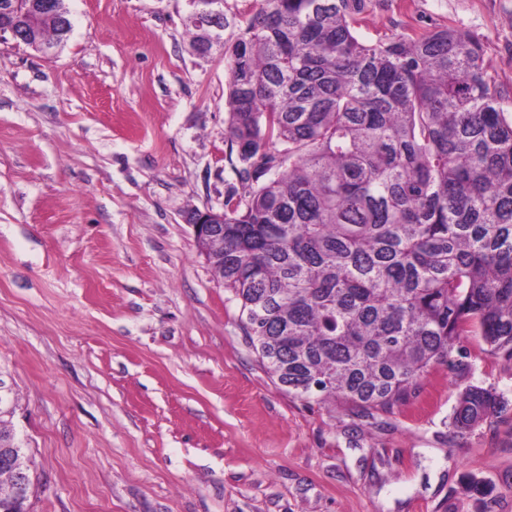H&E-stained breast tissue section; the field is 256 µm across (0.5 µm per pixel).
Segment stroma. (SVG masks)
<instances>
[{"instance_id":"obj_1","label":"stroma","mask_w":512,"mask_h":512,"mask_svg":"<svg viewBox=\"0 0 512 512\" xmlns=\"http://www.w3.org/2000/svg\"><path fill=\"white\" fill-rule=\"evenodd\" d=\"M69 9L54 55L0 44V378L32 512H512V363L462 336L507 401L462 437L445 366L390 413L288 395L184 219L237 183L223 53L192 51L187 0ZM437 28L512 88V0H365L358 35Z\"/></svg>"}]
</instances>
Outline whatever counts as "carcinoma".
<instances>
[{
  "mask_svg": "<svg viewBox=\"0 0 512 512\" xmlns=\"http://www.w3.org/2000/svg\"><path fill=\"white\" fill-rule=\"evenodd\" d=\"M0 0L24 45L65 0ZM363 0H261L224 38L239 187L209 265L288 393L355 415L404 405L436 365L463 436L506 405L452 353L472 327L512 363V114L455 29L361 40Z\"/></svg>",
  "mask_w": 512,
  "mask_h": 512,
  "instance_id": "cac0c4a2",
  "label": "carcinoma"
}]
</instances>
